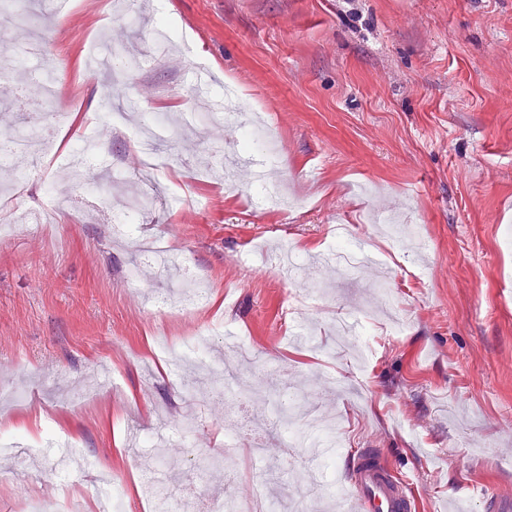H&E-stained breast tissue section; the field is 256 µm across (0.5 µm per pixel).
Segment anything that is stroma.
I'll return each instance as SVG.
<instances>
[{
	"instance_id": "stroma-1",
	"label": "stroma",
	"mask_w": 512,
	"mask_h": 512,
	"mask_svg": "<svg viewBox=\"0 0 512 512\" xmlns=\"http://www.w3.org/2000/svg\"><path fill=\"white\" fill-rule=\"evenodd\" d=\"M138 2L134 18L101 6L91 23L86 0L59 13L0 0L44 37L45 59L18 56L14 70L51 63L63 95L48 105L35 93L31 104L67 115L58 150L100 114L125 113L135 127L125 104L134 94L146 112L171 116L161 194L123 234L108 226L113 194L142 182L128 139L100 136L90 184L42 157L0 165L14 181L0 223L50 188L82 205L54 228L19 224L0 237V432L21 442L0 456V512H22L25 493L58 512L63 478L28 450L50 429L89 463L75 478L88 512L111 489L127 512H161L150 479L194 512L215 496L263 512L273 489L305 491L316 451L273 434L229 442L224 399L267 420L287 386L298 394L295 428L313 409L346 448L382 449L415 474L420 512H440L454 494L470 512H498L481 494L487 483L512 503V0ZM162 22L174 49L159 58L152 28ZM92 38L139 58L122 84L89 69ZM196 60L214 98L233 84L264 119L278 147L265 166L302 208L265 209L246 172L231 186L216 169L197 180L209 138L232 151L238 135L215 124L193 136L180 121L208 105L189 87ZM341 224L377 260L313 270L320 303L306 344L284 317L299 308L298 289L260 258L286 242L309 263ZM156 241L196 272L205 306L181 308L183 281L144 262ZM148 292L170 307L147 310ZM199 332L206 364L157 357L159 339ZM241 343L256 364L215 395L202 377ZM198 457L220 462L204 483Z\"/></svg>"
}]
</instances>
